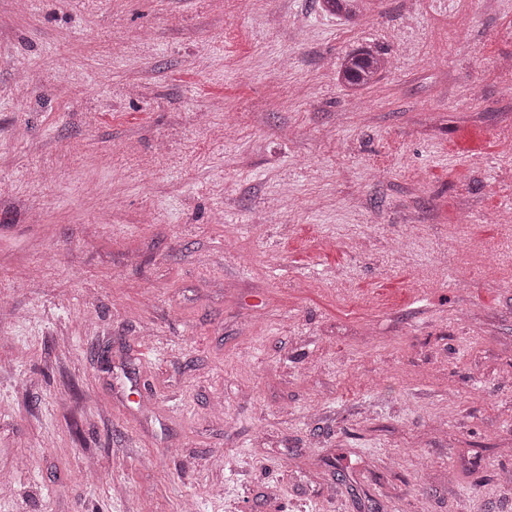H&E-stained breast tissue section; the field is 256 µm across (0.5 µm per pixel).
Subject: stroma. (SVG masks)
<instances>
[{
    "label": "stroma",
    "mask_w": 512,
    "mask_h": 512,
    "mask_svg": "<svg viewBox=\"0 0 512 512\" xmlns=\"http://www.w3.org/2000/svg\"><path fill=\"white\" fill-rule=\"evenodd\" d=\"M509 83L512 0H0V512H512ZM393 65L392 60L371 47L345 54L336 70V80L353 92L369 88Z\"/></svg>",
    "instance_id": "35a3bbf8"
}]
</instances>
